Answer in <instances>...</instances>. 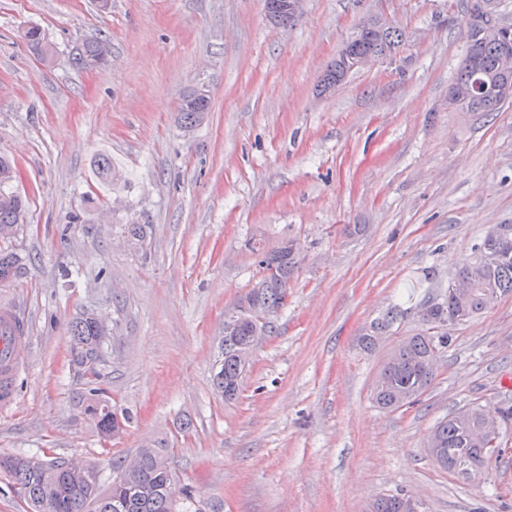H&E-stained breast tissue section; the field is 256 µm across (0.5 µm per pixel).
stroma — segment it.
Wrapping results in <instances>:
<instances>
[{"label": "stroma", "instance_id": "stroma-1", "mask_svg": "<svg viewBox=\"0 0 512 512\" xmlns=\"http://www.w3.org/2000/svg\"><path fill=\"white\" fill-rule=\"evenodd\" d=\"M472 6L301 0L278 25L264 0H0V156L28 202L8 243L23 265L0 305L31 336L0 455L95 460L108 479L113 460L159 442L203 512H364L399 490L426 512H512V421L475 479L427 453L455 409L512 401V296L448 327L416 402L372 401L388 353L426 332L422 305L447 296L490 228L512 224V102L489 116L448 106ZM375 14L404 33L400 55L317 93ZM32 26L52 61L30 53ZM100 36L110 64L76 66L73 47ZM201 86L211 110L184 128L181 98ZM104 156L114 181L97 173ZM129 224L147 225L143 243ZM256 235L296 240L299 264L228 402L212 379L224 314L259 278L245 246ZM86 310L106 320L99 383L133 416L108 446L72 361L70 324Z\"/></svg>", "mask_w": 512, "mask_h": 512}]
</instances>
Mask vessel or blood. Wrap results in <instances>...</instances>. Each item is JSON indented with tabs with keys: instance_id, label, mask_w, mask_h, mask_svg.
Returning <instances> with one entry per match:
<instances>
[{
	"instance_id": "obj_1",
	"label": "vessel or blood",
	"mask_w": 512,
	"mask_h": 512,
	"mask_svg": "<svg viewBox=\"0 0 512 512\" xmlns=\"http://www.w3.org/2000/svg\"><path fill=\"white\" fill-rule=\"evenodd\" d=\"M28 342L27 323L13 308L0 310V410H9L17 396L23 348Z\"/></svg>"
}]
</instances>
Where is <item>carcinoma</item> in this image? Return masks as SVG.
Masks as SVG:
<instances>
[{"label":"carcinoma","instance_id":"1","mask_svg":"<svg viewBox=\"0 0 512 512\" xmlns=\"http://www.w3.org/2000/svg\"><path fill=\"white\" fill-rule=\"evenodd\" d=\"M468 49L456 77L450 84L463 97L458 109L463 112H481L490 115L500 109L487 97L470 95L478 80L491 82L501 44L474 42L471 30H466ZM30 50L46 60L52 46L38 27L24 33ZM403 34L387 26L381 37L364 36L360 49L381 55L398 51ZM109 43L103 38L85 40L77 48L73 63L83 68L108 63ZM210 111V96L204 88L186 93L180 103L179 118L185 127L199 123ZM13 181L11 162L0 157V239L6 233L24 229L27 207L22 197L10 190ZM257 257L260 278L238 302H245L258 312L264 308H282L283 284L288 281L298 263V256L285 248V242L268 248L254 240L249 243ZM492 250L507 252V257L495 265L485 263V254ZM20 270V259L8 249L0 248V276L15 278ZM464 282L459 293L426 306L434 320L443 322L459 316L467 322L494 305L504 296L512 295V241L502 244L483 238L472 254L462 262L451 280ZM275 331L274 322L257 325L256 316H247L232 325H224L223 359L220 374L213 378L215 389L227 401L236 399L246 371L241 360L242 348L259 337ZM72 350L76 364L91 374L90 381L98 379L102 362V345L106 326L97 322L90 312L82 313L71 325ZM448 348V334L425 333L404 338L387 356L374 388V401L384 409L397 410L412 403L432 383L435 368L430 360L435 351ZM85 411L91 415L99 434L110 431L115 423L114 408L105 398L103 389H89ZM483 406L477 403L463 406L439 421L431 437L440 449L443 465L440 469L461 480H470L487 466L481 448ZM0 471L6 473L14 486L25 488L24 497L31 512H183V501L190 498L188 491L177 495L175 472L167 459L153 447L142 448L127 463L112 462V481L108 487L100 483V470L93 464L83 472L65 469V463L45 460L38 456L10 455L0 457ZM407 494L378 496L367 505L366 512H405Z\"/></svg>","mask_w":512,"mask_h":512}]
</instances>
